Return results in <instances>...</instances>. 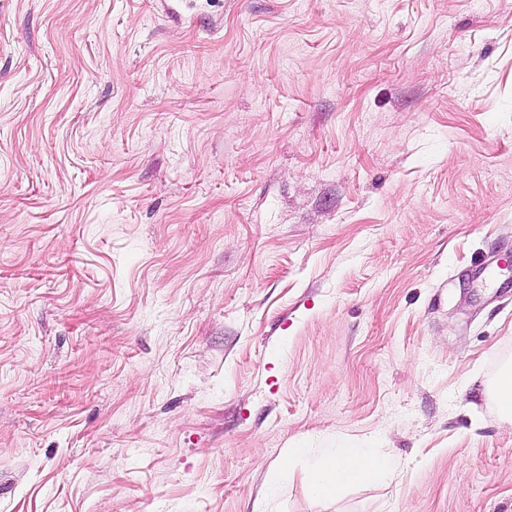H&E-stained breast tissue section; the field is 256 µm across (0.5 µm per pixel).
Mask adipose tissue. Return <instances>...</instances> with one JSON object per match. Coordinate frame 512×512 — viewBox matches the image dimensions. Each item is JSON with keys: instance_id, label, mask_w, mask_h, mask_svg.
Masks as SVG:
<instances>
[{"instance_id": "adipose-tissue-1", "label": "adipose tissue", "mask_w": 512, "mask_h": 512, "mask_svg": "<svg viewBox=\"0 0 512 512\" xmlns=\"http://www.w3.org/2000/svg\"><path fill=\"white\" fill-rule=\"evenodd\" d=\"M396 470L392 457L369 448H329L310 462V489L315 496L332 497L340 488L363 480L390 481Z\"/></svg>"}]
</instances>
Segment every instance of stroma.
<instances>
[{"mask_svg":"<svg viewBox=\"0 0 512 512\" xmlns=\"http://www.w3.org/2000/svg\"><path fill=\"white\" fill-rule=\"evenodd\" d=\"M511 252L512 0H0V512H512ZM492 402L502 421L512 425V366L505 364L495 378ZM396 470L392 457L371 448H327L310 461V489L317 497H332L340 488L363 480L388 482Z\"/></svg>","mask_w":512,"mask_h":512,"instance_id":"obj_1","label":"stroma"}]
</instances>
